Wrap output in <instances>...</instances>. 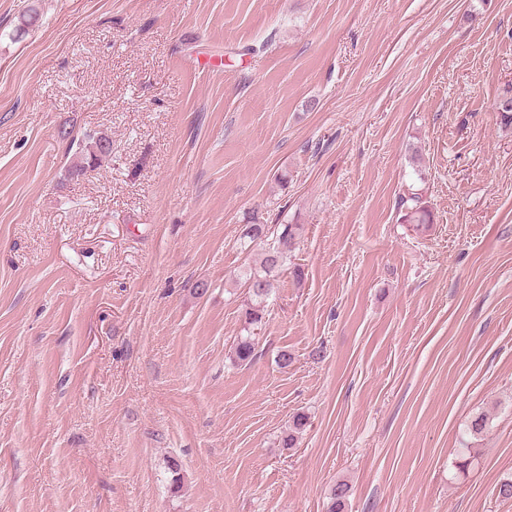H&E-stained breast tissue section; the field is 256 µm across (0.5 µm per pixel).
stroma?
Wrapping results in <instances>:
<instances>
[{
    "label": "stroma",
    "mask_w": 512,
    "mask_h": 512,
    "mask_svg": "<svg viewBox=\"0 0 512 512\" xmlns=\"http://www.w3.org/2000/svg\"><path fill=\"white\" fill-rule=\"evenodd\" d=\"M510 86L512 0H0V512H512ZM58 136L68 143L69 151L73 152V159L67 169L71 179L85 175L112 155V138L106 134L86 135L83 139H77L72 131L60 129ZM417 195V193H411L409 196H401L398 208L402 212L403 223L413 224L416 230L425 231L430 224H433V215L431 209ZM272 235L276 236V248L270 253L264 250L261 262V271H242V278L248 285L251 303L245 310V323L248 326L256 325L262 321L264 303L274 292L278 276L288 261V251L299 237L300 225L274 224Z\"/></svg>",
    "instance_id": "1"
}]
</instances>
